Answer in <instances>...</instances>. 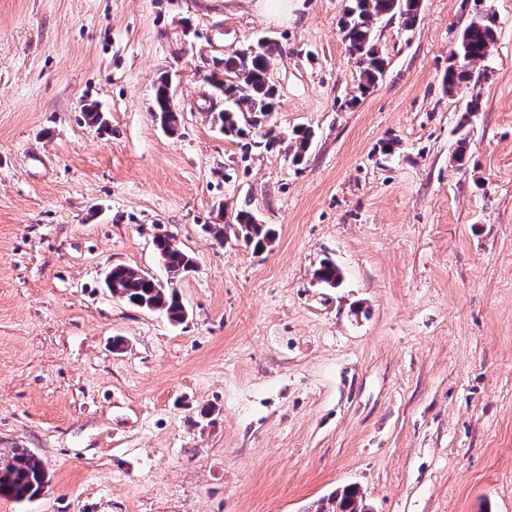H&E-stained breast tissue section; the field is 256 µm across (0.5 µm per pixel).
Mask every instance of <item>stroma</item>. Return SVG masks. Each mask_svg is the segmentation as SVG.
Returning a JSON list of instances; mask_svg holds the SVG:
<instances>
[{"mask_svg":"<svg viewBox=\"0 0 512 512\" xmlns=\"http://www.w3.org/2000/svg\"><path fill=\"white\" fill-rule=\"evenodd\" d=\"M348 4L0 0V463L27 448L48 475L0 512H307L345 485L370 512H512V0L379 19L362 97ZM484 13L495 45L449 91ZM261 38L272 150L225 136L207 82ZM246 204L264 252L202 232ZM161 233L195 260L180 325L104 285L116 264L167 281ZM253 6L269 21L280 23L288 21L294 11L301 8L302 0H253ZM170 85L171 101L169 106L167 80H165V76L161 77L157 82L154 94L153 116L159 121L162 128L174 134L178 130L179 114L175 112L173 94L171 91L172 84Z\"/></svg>","mask_w":512,"mask_h":512,"instance_id":"obj_1","label":"stroma"}]
</instances>
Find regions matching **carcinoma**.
<instances>
[{"label": "carcinoma", "mask_w": 512, "mask_h": 512, "mask_svg": "<svg viewBox=\"0 0 512 512\" xmlns=\"http://www.w3.org/2000/svg\"><path fill=\"white\" fill-rule=\"evenodd\" d=\"M417 7V0H352L341 25L347 49L361 67V90L375 85L385 70V61L375 45L373 18L382 14L398 15L405 26L411 27L417 19ZM495 41L496 25L492 14L471 21L463 29L457 43L460 60L451 61L444 76L448 91L472 79V67L488 58ZM277 50L273 41L266 40L255 53L224 58L222 73L210 76L209 84L224 95L226 102L224 111L219 113L225 136H245L250 128L265 127L267 131L262 141L265 147L273 148L282 142L270 128L277 105L270 65ZM153 116L162 128L172 134L177 132L179 113L170 109L167 80L163 77L156 84ZM312 139L309 131L296 135L295 145L289 149L292 163L299 165L304 161ZM234 227L235 235L255 252L266 249L274 240L275 230L268 224L256 222L247 207L236 212ZM154 244L159 261L171 278H178L194 267L193 259L172 243L169 236H156ZM111 277L112 296L146 311L162 312L172 324H182L188 319L187 310L172 287L121 264L111 267ZM316 278L334 287L341 279V272L334 262L327 260L318 268ZM46 485L43 461L25 448L15 449L8 465L0 466V496L29 501L39 496ZM315 512H367V504L357 488L345 486L318 503Z\"/></svg>", "instance_id": "cac0c4a2"}]
</instances>
